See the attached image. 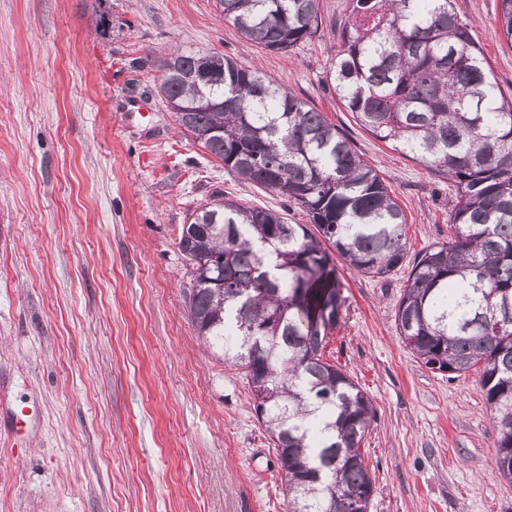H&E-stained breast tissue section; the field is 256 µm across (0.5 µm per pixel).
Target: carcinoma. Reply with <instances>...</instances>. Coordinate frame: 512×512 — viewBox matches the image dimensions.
Instances as JSON below:
<instances>
[{"mask_svg": "<svg viewBox=\"0 0 512 512\" xmlns=\"http://www.w3.org/2000/svg\"><path fill=\"white\" fill-rule=\"evenodd\" d=\"M224 20L287 52L322 25L320 0H219ZM512 44V0H499ZM331 61L336 96L357 124L448 177L453 236L422 251L395 313L426 368L473 371L497 427L499 474L512 482V96L498 87L451 0H349ZM166 60L161 92L178 125L224 168L300 205L285 214L215 199L182 225L191 266L186 309L198 337L245 372L257 420L274 442L287 512H368L374 490L361 444L374 408L325 359L343 285L328 248L357 273L402 267L406 217L378 172L323 113L258 69L218 54ZM314 229H309V226ZM322 411L324 419L309 420Z\"/></svg>", "mask_w": 512, "mask_h": 512, "instance_id": "carcinoma-1", "label": "carcinoma"}]
</instances>
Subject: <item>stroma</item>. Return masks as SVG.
Wrapping results in <instances>:
<instances>
[{"label":"stroma","mask_w":512,"mask_h":512,"mask_svg":"<svg viewBox=\"0 0 512 512\" xmlns=\"http://www.w3.org/2000/svg\"><path fill=\"white\" fill-rule=\"evenodd\" d=\"M512 93L498 0H453ZM330 28L271 52L217 0H0V512H285L273 442L239 366L186 313L183 224L222 196L308 218L184 132L163 64L203 50L258 68L323 112L406 219L388 279L338 264L346 302L326 358L370 399L369 512H512L479 378L428 370L395 307L414 257L451 233L448 180L358 126L328 70Z\"/></svg>","instance_id":"stroma-1"}]
</instances>
